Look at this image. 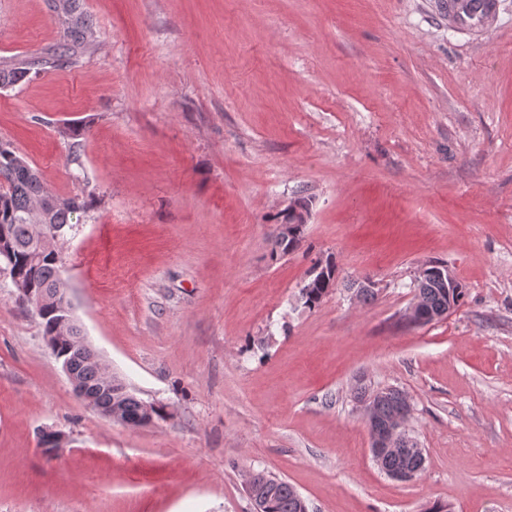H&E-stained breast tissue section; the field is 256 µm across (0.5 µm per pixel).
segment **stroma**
Here are the masks:
<instances>
[{
    "label": "stroma",
    "mask_w": 512,
    "mask_h": 512,
    "mask_svg": "<svg viewBox=\"0 0 512 512\" xmlns=\"http://www.w3.org/2000/svg\"><path fill=\"white\" fill-rule=\"evenodd\" d=\"M495 2L485 28L448 0H81L93 43L0 89V141L83 198L56 242L75 317L172 416L131 429L89 407L0 271V512H254L256 471L308 512H512V0ZM66 28L48 0H0V61ZM302 196L303 245L271 260ZM329 256L336 286L306 308ZM432 261L465 296L413 326ZM361 382L409 397L414 480L373 460ZM43 429L66 435L58 456Z\"/></svg>",
    "instance_id": "35a3bbf8"
}]
</instances>
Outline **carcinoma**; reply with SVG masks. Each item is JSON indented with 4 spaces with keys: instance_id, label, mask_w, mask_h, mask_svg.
I'll return each mask as SVG.
<instances>
[{
    "instance_id": "carcinoma-1",
    "label": "carcinoma",
    "mask_w": 512,
    "mask_h": 512,
    "mask_svg": "<svg viewBox=\"0 0 512 512\" xmlns=\"http://www.w3.org/2000/svg\"><path fill=\"white\" fill-rule=\"evenodd\" d=\"M69 10L63 13L68 21L62 42L46 49L42 56L28 58L19 63H0V89L14 86L32 70L47 66L62 67L89 45L94 37L92 23L80 10L79 0H65ZM85 201L78 195L59 197L45 187L40 173L20 156L10 144L0 142V261H4L9 275L18 277L13 282L17 288L16 301L28 308L40 319L43 335H54L55 326L64 305L68 303L67 282L62 276L64 259L61 252L44 246L33 245L35 225L50 224L65 227L74 215L84 211ZM303 236L273 240L271 257H284L301 247ZM446 268L442 263H430V273L418 276L414 288L427 312L446 311L457 304L462 289L446 288L439 282L438 272ZM336 286V265L327 271L310 277L301 288L304 306L314 308ZM56 358L68 361L75 367L86 394L95 403L107 407L112 402L121 405L130 427L141 428L156 420H165L172 413L161 406L153 410V416L145 419L143 401L134 395L116 393L115 385L107 382L100 366L93 360L91 350L83 341L81 328L71 322L66 335L57 340L53 349ZM363 394L372 399L375 407V428L382 432L403 408L402 391L395 388L371 389L361 386ZM382 470L407 469L421 474L425 469L422 455L415 450V443L408 441L396 446L380 460ZM266 482L259 488L257 498L264 504L263 512H306V505L295 488L287 481L267 474L257 473Z\"/></svg>"
}]
</instances>
